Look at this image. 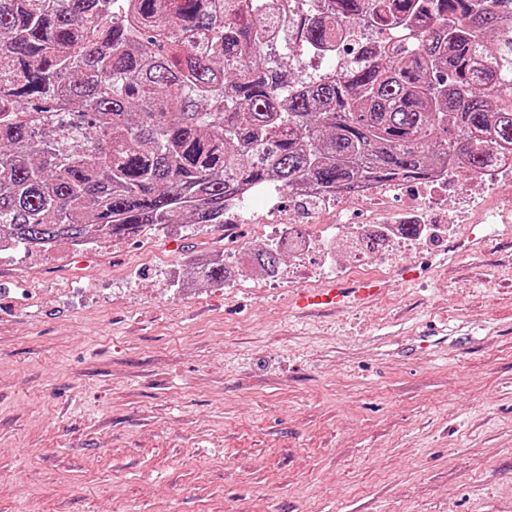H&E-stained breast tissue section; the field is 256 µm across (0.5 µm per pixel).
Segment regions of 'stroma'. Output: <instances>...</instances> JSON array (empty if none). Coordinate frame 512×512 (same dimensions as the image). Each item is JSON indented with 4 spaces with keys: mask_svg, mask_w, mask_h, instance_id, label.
Masks as SVG:
<instances>
[{
    "mask_svg": "<svg viewBox=\"0 0 512 512\" xmlns=\"http://www.w3.org/2000/svg\"><path fill=\"white\" fill-rule=\"evenodd\" d=\"M433 190L451 233L355 258L344 240L287 257L281 279H188L204 256L278 242L246 221L57 243L0 260V512H512V244L447 261L473 219L512 203ZM388 191L353 224H395ZM292 232L329 213L280 192ZM419 284L363 308L295 315L293 291L392 276Z\"/></svg>",
    "mask_w": 512,
    "mask_h": 512,
    "instance_id": "obj_1",
    "label": "stroma"
}]
</instances>
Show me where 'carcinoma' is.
<instances>
[{
    "label": "carcinoma",
    "instance_id": "carcinoma-1",
    "mask_svg": "<svg viewBox=\"0 0 512 512\" xmlns=\"http://www.w3.org/2000/svg\"><path fill=\"white\" fill-rule=\"evenodd\" d=\"M0 0V241L29 249L222 224L296 196L512 162V0ZM368 37L341 71L295 55ZM285 250L252 264L280 270ZM194 278L225 283L211 257Z\"/></svg>",
    "mask_w": 512,
    "mask_h": 512
}]
</instances>
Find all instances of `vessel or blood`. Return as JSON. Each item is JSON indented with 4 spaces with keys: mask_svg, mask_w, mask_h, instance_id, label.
Here are the masks:
<instances>
[{
    "mask_svg": "<svg viewBox=\"0 0 512 512\" xmlns=\"http://www.w3.org/2000/svg\"><path fill=\"white\" fill-rule=\"evenodd\" d=\"M425 273V267L412 265L397 269L389 280L378 278L330 280L323 287L297 291L291 298V307L297 311H320L329 307L343 310L365 305L384 292L390 283H408Z\"/></svg>",
    "mask_w": 512,
    "mask_h": 512,
    "instance_id": "b4317fda",
    "label": "vessel or blood"
}]
</instances>
